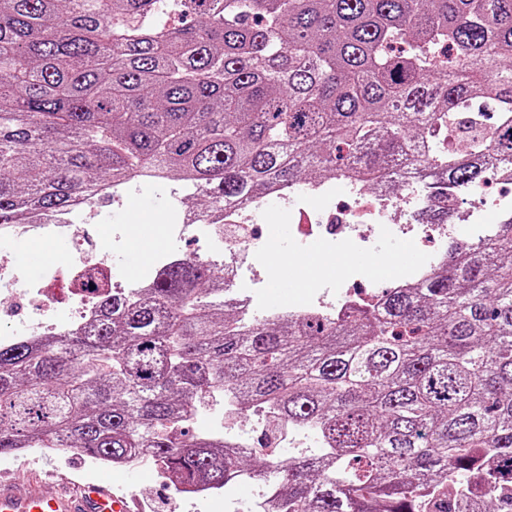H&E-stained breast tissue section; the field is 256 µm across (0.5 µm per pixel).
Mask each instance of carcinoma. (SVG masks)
<instances>
[{"instance_id":"obj_1","label":"carcinoma","mask_w":512,"mask_h":512,"mask_svg":"<svg viewBox=\"0 0 512 512\" xmlns=\"http://www.w3.org/2000/svg\"><path fill=\"white\" fill-rule=\"evenodd\" d=\"M504 119L441 143L479 97ZM512 158V0H0V225L153 173L200 216L326 175L480 181ZM90 277L89 330L0 347V456L145 452L176 491L247 475L175 428L217 394L309 446L256 512H512V221L369 308L240 320L186 256L139 297Z\"/></svg>"}]
</instances>
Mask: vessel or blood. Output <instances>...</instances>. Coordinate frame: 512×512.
Segmentation results:
<instances>
[{"mask_svg": "<svg viewBox=\"0 0 512 512\" xmlns=\"http://www.w3.org/2000/svg\"><path fill=\"white\" fill-rule=\"evenodd\" d=\"M134 500L108 481L95 484L63 482L54 496L45 495L37 480L0 482V512H134Z\"/></svg>", "mask_w": 512, "mask_h": 512, "instance_id": "obj_1", "label": "vessel or blood"}]
</instances>
